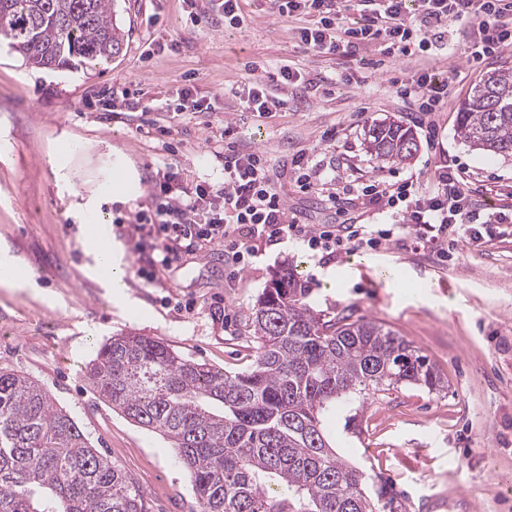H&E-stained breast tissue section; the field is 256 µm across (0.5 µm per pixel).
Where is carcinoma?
I'll list each match as a JSON object with an SVG mask.
<instances>
[{
	"instance_id": "obj_1",
	"label": "carcinoma",
	"mask_w": 512,
	"mask_h": 512,
	"mask_svg": "<svg viewBox=\"0 0 512 512\" xmlns=\"http://www.w3.org/2000/svg\"><path fill=\"white\" fill-rule=\"evenodd\" d=\"M125 31L108 0H0V39L36 68L98 65ZM471 147L512 156V68L485 75L459 112ZM380 161L418 152L395 121L365 137ZM296 268L276 272L251 314L259 348L247 371L183 358L129 333L99 348L87 381L105 401L166 437L189 473L201 512H383L364 471L346 464L323 421L353 394L399 383L445 388L439 371L385 325L326 320L304 302ZM0 512H147L145 494L37 380L0 370Z\"/></svg>"
}]
</instances>
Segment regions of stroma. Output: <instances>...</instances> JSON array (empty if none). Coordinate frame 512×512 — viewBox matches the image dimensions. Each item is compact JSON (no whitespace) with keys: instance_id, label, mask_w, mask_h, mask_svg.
I'll return each instance as SVG.
<instances>
[{"instance_id":"obj_1","label":"stroma","mask_w":512,"mask_h":512,"mask_svg":"<svg viewBox=\"0 0 512 512\" xmlns=\"http://www.w3.org/2000/svg\"><path fill=\"white\" fill-rule=\"evenodd\" d=\"M126 32L122 52L97 68L50 70L25 64L0 44V251L13 256L29 287L0 288V369L32 376L83 429L94 448L144 492L148 512H201L188 472L168 442L90 390L85 373L107 339L127 333L164 342L184 358L229 372L251 367L259 341L248 317L283 263L297 265L307 303L326 317H365L385 324L438 369L442 391L400 385L352 397L324 422L338 456L360 467L395 497V512H512V223L496 224L485 243L455 237L448 257L390 246L335 255L300 240L270 245L240 271L224 249L187 256L148 285L140 256L126 250L127 302L113 299L86 256L75 214L115 173L129 174L121 201L103 205L112 235L128 239V223L152 203L151 176L177 166L185 181L221 182L225 122L239 144L267 158L288 206L309 225L341 217L320 190L304 194L291 161L299 151L337 185L373 178L431 179L437 165L458 167L480 200L512 205V158L472 149L457 132V112L484 76L512 68V48L468 61L460 32L448 31L418 57L381 59L376 67L314 53L294 38V20L242 0L239 27L225 25L209 0H114ZM306 72L311 87H272L288 102L270 118L243 102L246 64ZM432 69L459 71L448 105L433 113L434 140L417 131L408 162L381 163L367 151L369 126H412L409 107L391 80ZM191 87L207 112H180ZM335 131L336 146L322 136ZM78 140L82 153L65 156Z\"/></svg>"}]
</instances>
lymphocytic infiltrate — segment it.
Returning a JSON list of instances; mask_svg holds the SVG:
<instances>
[{
    "mask_svg": "<svg viewBox=\"0 0 512 512\" xmlns=\"http://www.w3.org/2000/svg\"><path fill=\"white\" fill-rule=\"evenodd\" d=\"M270 11L283 19L298 20L295 37L316 53L350 55L373 45L385 55L411 57L428 52L444 30L463 25L468 58L482 61L512 46V0H268ZM360 12L358 25H347L350 10ZM302 72L284 65L275 72L250 78L246 108L269 117L286 108L273 96L269 84H305ZM452 77L420 69L394 79L397 95L419 116L441 110L448 103ZM224 179L220 183L180 181L176 172L163 173L151 208L135 214L128 235L146 263L140 278L154 282L183 256L198 254L214 244L225 257L244 267L256 252L253 240L279 242L298 239L309 249L329 254L353 248L379 250L389 245H414L445 256L451 235L465 232L481 242L483 230L506 222L505 209L478 204L474 190L459 171L437 166L430 184L414 179L394 183L371 181L359 188L329 193V201L351 205L361 214H388L385 224L366 226L356 218L343 224L309 226L298 219L269 175L267 159L258 149L228 143L220 157Z\"/></svg>",
    "mask_w": 512,
    "mask_h": 512,
    "instance_id": "obj_1",
    "label": "lymphocytic infiltrate"
}]
</instances>
